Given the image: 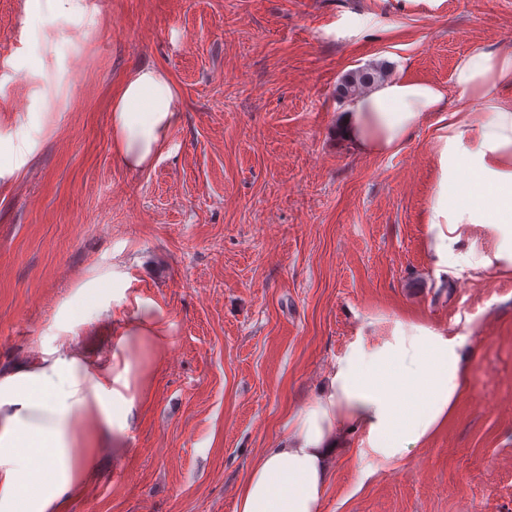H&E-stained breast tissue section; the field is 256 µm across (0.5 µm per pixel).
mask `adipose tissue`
<instances>
[{
    "label": "adipose tissue",
    "instance_id": "adipose-tissue-1",
    "mask_svg": "<svg viewBox=\"0 0 512 512\" xmlns=\"http://www.w3.org/2000/svg\"><path fill=\"white\" fill-rule=\"evenodd\" d=\"M95 20V0H37L27 23L35 40L61 13ZM457 90L405 76L346 101L337 135L363 155L400 151L432 123L433 180L424 215L437 276L464 272L476 240L492 248L482 266L512 274V50L480 45L452 73ZM169 72L152 63L130 70L112 99V150L132 170L170 153L181 120ZM163 329L146 319L119 322L109 362L53 337L35 359L0 370V512H55L97 469L88 440L130 427L139 381L132 342L160 348ZM471 351L462 336L420 319L395 318L382 339L357 335L289 418L241 483L234 512H320L332 462L358 434L359 455L397 461L425 447L447 424L467 383Z\"/></svg>",
    "mask_w": 512,
    "mask_h": 512
}]
</instances>
